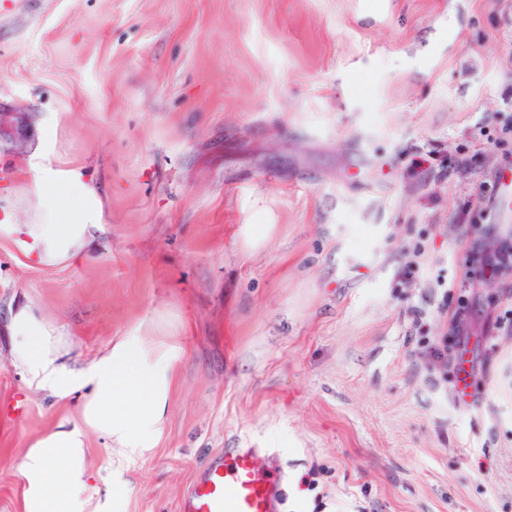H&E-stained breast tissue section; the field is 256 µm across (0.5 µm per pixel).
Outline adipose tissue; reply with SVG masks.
<instances>
[{
    "instance_id": "1",
    "label": "adipose tissue",
    "mask_w": 512,
    "mask_h": 512,
    "mask_svg": "<svg viewBox=\"0 0 512 512\" xmlns=\"http://www.w3.org/2000/svg\"><path fill=\"white\" fill-rule=\"evenodd\" d=\"M42 203L33 221L0 218V239L32 264L65 265L83 257L102 225V201L86 172L43 167L33 172ZM11 356L28 387L59 401L77 400L74 420L33 438L20 467L23 512H126L129 489L120 468L112 470V492L88 493L92 474L88 436L96 434L136 461L158 446L166 423L176 367L185 354L181 336L134 327L113 337L89 365L71 368L67 333L29 304L10 319Z\"/></svg>"
}]
</instances>
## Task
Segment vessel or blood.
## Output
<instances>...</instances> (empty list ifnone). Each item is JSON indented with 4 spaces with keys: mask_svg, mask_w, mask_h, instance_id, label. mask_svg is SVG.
<instances>
[{
    "mask_svg": "<svg viewBox=\"0 0 512 512\" xmlns=\"http://www.w3.org/2000/svg\"><path fill=\"white\" fill-rule=\"evenodd\" d=\"M278 475L260 470L254 451L215 457L188 487L180 512H280Z\"/></svg>",
    "mask_w": 512,
    "mask_h": 512,
    "instance_id": "b4317fda",
    "label": "vessel or blood"
}]
</instances>
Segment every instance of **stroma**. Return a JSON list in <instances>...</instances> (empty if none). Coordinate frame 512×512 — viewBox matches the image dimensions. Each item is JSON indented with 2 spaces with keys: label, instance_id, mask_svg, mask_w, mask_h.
I'll return each instance as SVG.
<instances>
[{
  "label": "stroma",
  "instance_id": "obj_1",
  "mask_svg": "<svg viewBox=\"0 0 512 512\" xmlns=\"http://www.w3.org/2000/svg\"><path fill=\"white\" fill-rule=\"evenodd\" d=\"M1 112L27 132L0 146V206L30 223L32 169L81 168L103 230L46 268L0 240V400L28 404L0 421V512H22L29 440L77 412L11 362L25 302L78 367L135 325L182 331L127 512H179L236 448L277 460L285 512H512V271L464 267L512 235L470 208L512 168V0H0ZM245 224L274 230L251 249ZM117 458L90 436V495Z\"/></svg>",
  "mask_w": 512,
  "mask_h": 512
}]
</instances>
